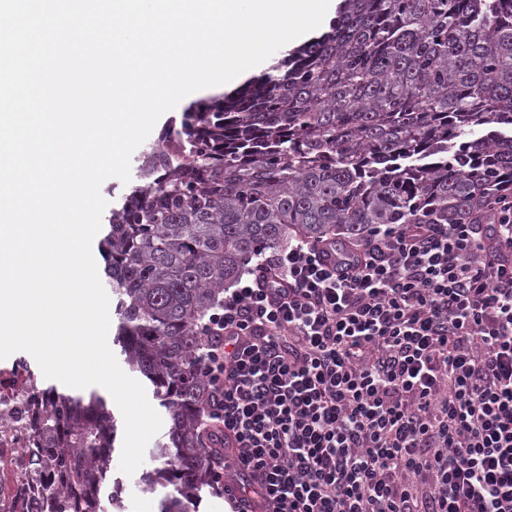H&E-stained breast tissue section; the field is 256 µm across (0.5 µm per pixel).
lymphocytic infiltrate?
<instances>
[{
    "label": "lymphocytic infiltrate",
    "mask_w": 512,
    "mask_h": 512,
    "mask_svg": "<svg viewBox=\"0 0 512 512\" xmlns=\"http://www.w3.org/2000/svg\"><path fill=\"white\" fill-rule=\"evenodd\" d=\"M346 249L289 240L205 328L236 512H512V201Z\"/></svg>",
    "instance_id": "1"
}]
</instances>
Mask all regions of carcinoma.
Instances as JSON below:
<instances>
[{
	"label": "carcinoma",
	"instance_id": "obj_1",
	"mask_svg": "<svg viewBox=\"0 0 512 512\" xmlns=\"http://www.w3.org/2000/svg\"><path fill=\"white\" fill-rule=\"evenodd\" d=\"M138 161L100 250L114 342L171 421L154 449L173 486L159 512H190L215 485L202 327L252 260L293 235L358 242L512 198V0H343L329 32L189 106L177 140ZM41 394L34 469L60 486L45 512H100L114 416L94 393Z\"/></svg>",
	"mask_w": 512,
	"mask_h": 512
}]
</instances>
